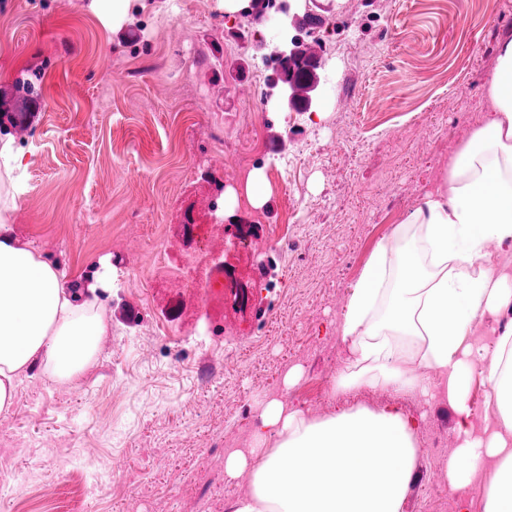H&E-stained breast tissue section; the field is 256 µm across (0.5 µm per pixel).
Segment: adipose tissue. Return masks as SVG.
<instances>
[{
  "mask_svg": "<svg viewBox=\"0 0 512 512\" xmlns=\"http://www.w3.org/2000/svg\"><path fill=\"white\" fill-rule=\"evenodd\" d=\"M485 123L448 160L435 186L404 219L401 237L379 244L348 298L340 334L349 357L334 390L383 387L448 401L457 446L445 474L493 464L482 512H512V335L493 354L468 336L475 320L512 305V278L494 274L489 242L512 244V32L499 41ZM22 161L0 142V412H10L22 375L37 370L75 382L97 359L110 324L98 281L74 293L64 271L14 234ZM481 375L495 427L475 433L466 394ZM249 448L224 458V481L248 477L234 512H401L420 454L419 423L398 404L343 409L322 419L273 399L260 407Z\"/></svg>",
  "mask_w": 512,
  "mask_h": 512,
  "instance_id": "adipose-tissue-1",
  "label": "adipose tissue"
}]
</instances>
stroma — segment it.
Instances as JSON below:
<instances>
[{"mask_svg": "<svg viewBox=\"0 0 512 512\" xmlns=\"http://www.w3.org/2000/svg\"><path fill=\"white\" fill-rule=\"evenodd\" d=\"M324 51L306 107L258 102L271 15L217 0H137L119 22L93 0H0V109L38 106L11 140L22 157L18 235L76 283L100 278L112 320L70 385L29 373L0 413V512H233L227 442L253 435L257 404L315 418L383 408L377 387L332 391L348 357L338 329L379 242L437 180L491 108L484 80L512 32V0H313ZM267 149L238 171L248 133ZM250 287L246 309L185 302V215ZM137 247H130L129 229ZM299 370L285 385L290 370ZM423 416L401 512H482L491 478L450 487L448 402Z\"/></svg>", "mask_w": 512, "mask_h": 512, "instance_id": "1", "label": "stroma"}]
</instances>
